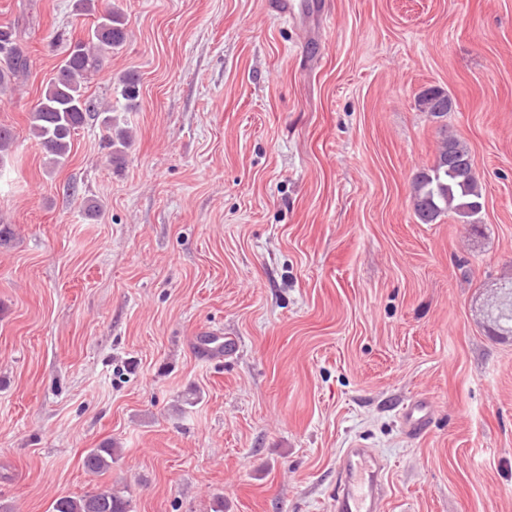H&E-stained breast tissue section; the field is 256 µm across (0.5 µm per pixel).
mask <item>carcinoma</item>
Listing matches in <instances>:
<instances>
[{
    "label": "carcinoma",
    "mask_w": 512,
    "mask_h": 512,
    "mask_svg": "<svg viewBox=\"0 0 512 512\" xmlns=\"http://www.w3.org/2000/svg\"><path fill=\"white\" fill-rule=\"evenodd\" d=\"M84 11L93 16L87 36L71 44L54 77L29 111L30 132L37 139L48 162L57 167L69 157L74 135L87 119L94 118L106 131L105 145L114 156L128 145L123 132L112 133V107L103 106L86 95V83L99 73L112 51L126 42L127 31L122 13L99 0H83ZM0 57L6 67L0 69V90H6L14 75L24 72L28 60L17 45V31L0 26ZM120 95L126 108L136 106L138 83L132 75L120 80ZM424 109L444 117L452 108L448 95L430 89L420 99ZM14 144L12 129L0 123V168ZM481 186L475 174L471 152L456 138H446L433 165L418 171L412 182L411 203L417 219L430 224L448 214L476 231L474 220L483 207ZM491 313L503 334L512 336V290L496 300ZM116 461L112 440L102 441L83 457L86 473L99 476L112 469ZM51 512H132L131 501L110 486H97L79 496L55 499Z\"/></svg>",
    "instance_id": "carcinoma-1"
}]
</instances>
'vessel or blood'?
Segmentation results:
<instances>
[{
    "label": "vessel or blood",
    "instance_id": "1",
    "mask_svg": "<svg viewBox=\"0 0 512 512\" xmlns=\"http://www.w3.org/2000/svg\"><path fill=\"white\" fill-rule=\"evenodd\" d=\"M271 7L280 17L315 11V0H271ZM389 481L372 451L364 443L354 442L341 456V476L333 512H380L379 502L387 492Z\"/></svg>",
    "mask_w": 512,
    "mask_h": 512
}]
</instances>
